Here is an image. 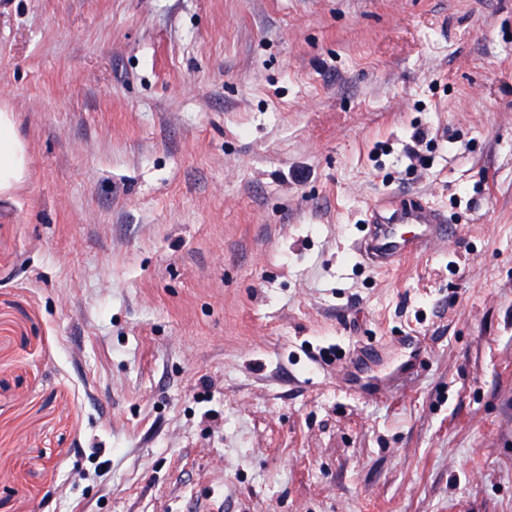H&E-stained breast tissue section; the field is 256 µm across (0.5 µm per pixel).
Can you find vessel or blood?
Listing matches in <instances>:
<instances>
[{
  "instance_id": "1",
  "label": "vessel or blood",
  "mask_w": 512,
  "mask_h": 512,
  "mask_svg": "<svg viewBox=\"0 0 512 512\" xmlns=\"http://www.w3.org/2000/svg\"><path fill=\"white\" fill-rule=\"evenodd\" d=\"M369 231L356 247L358 255L377 269H388L403 258L426 252L441 240L452 239L454 229L435 209L416 201L386 202L374 209ZM413 361L412 355L366 381L363 392L386 386L401 377Z\"/></svg>"
}]
</instances>
